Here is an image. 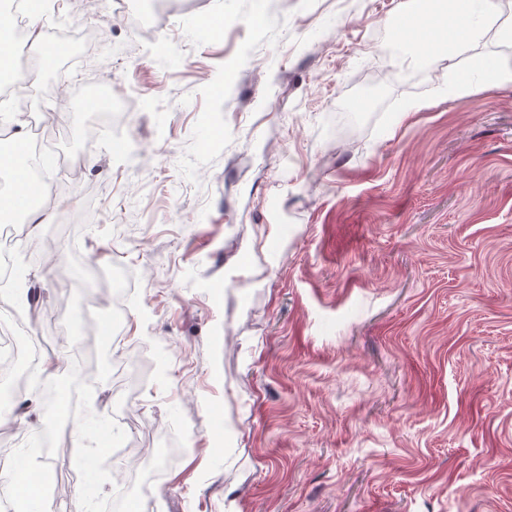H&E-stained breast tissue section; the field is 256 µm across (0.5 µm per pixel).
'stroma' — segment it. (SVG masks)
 Returning a JSON list of instances; mask_svg holds the SVG:
<instances>
[{
	"mask_svg": "<svg viewBox=\"0 0 512 512\" xmlns=\"http://www.w3.org/2000/svg\"><path fill=\"white\" fill-rule=\"evenodd\" d=\"M49 2L39 45L110 29L99 78L129 103L76 131L56 83L93 57L24 70L76 231L58 246L44 200L46 226L0 238V333L24 321L19 355L65 374L59 307L89 314L94 412L141 452L128 479L171 449L144 512H512V79L446 91L475 59L512 61V0L452 54L447 12L416 20L410 0H95L91 19ZM35 239L53 263L19 265ZM133 350L154 369L131 399ZM32 398L9 396L0 462L40 430ZM77 443L66 424L49 512H79Z\"/></svg>",
	"mask_w": 512,
	"mask_h": 512,
	"instance_id": "stroma-1",
	"label": "stroma"
}]
</instances>
